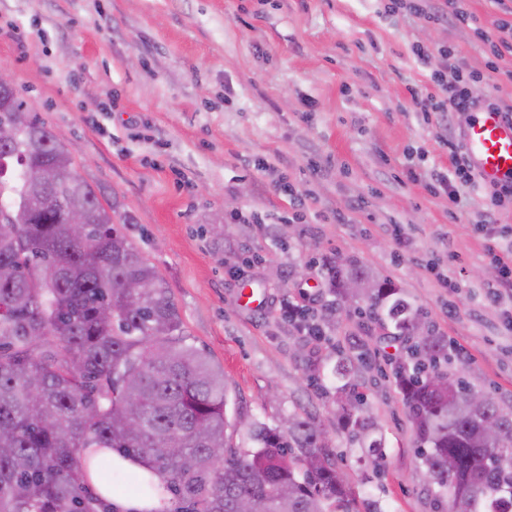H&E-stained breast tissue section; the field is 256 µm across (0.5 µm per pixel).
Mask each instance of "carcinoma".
Here are the masks:
<instances>
[{"label":"carcinoma","instance_id":"cac0c4a2","mask_svg":"<svg viewBox=\"0 0 512 512\" xmlns=\"http://www.w3.org/2000/svg\"><path fill=\"white\" fill-rule=\"evenodd\" d=\"M25 110L0 95V118ZM71 156L35 114L0 145V210L17 223L0 233V512H113L106 494L123 463L139 467L146 498L174 494L178 512H354L350 492L313 415L288 426L227 417L224 369L187 342L177 306L156 268L114 227L95 191L80 179L54 182ZM42 176L29 179L30 168ZM88 215L85 235L65 224V208ZM339 305L360 302L401 336L419 313L388 282L350 260L329 264ZM142 279V293L125 287ZM357 283L360 289L347 287ZM417 362L395 383L410 412L430 484L449 495L448 512H512V408L473 388L441 362L448 341L428 332ZM442 373L446 381L435 386ZM339 400L353 438L377 463L382 440L356 406ZM491 421L498 435L481 432ZM250 443H229L228 429ZM83 448L101 452L80 456Z\"/></svg>","mask_w":512,"mask_h":512}]
</instances>
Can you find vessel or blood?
<instances>
[{
    "mask_svg": "<svg viewBox=\"0 0 512 512\" xmlns=\"http://www.w3.org/2000/svg\"><path fill=\"white\" fill-rule=\"evenodd\" d=\"M465 155L488 186L512 179V121L489 108L477 110L464 128Z\"/></svg>",
    "mask_w": 512,
    "mask_h": 512,
    "instance_id": "vessel-or-blood-1",
    "label": "vessel or blood"
}]
</instances>
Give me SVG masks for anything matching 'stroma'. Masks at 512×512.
I'll return each instance as SVG.
<instances>
[{
	"label": "stroma",
	"mask_w": 512,
	"mask_h": 512,
	"mask_svg": "<svg viewBox=\"0 0 512 512\" xmlns=\"http://www.w3.org/2000/svg\"><path fill=\"white\" fill-rule=\"evenodd\" d=\"M387 2L0 0V70L165 279L190 342L224 370L229 416L312 414L357 512H438L391 376L417 338L336 315L326 265L350 258L389 281L466 351L469 384L512 407V332L480 260L484 199L462 191L455 209L427 187L452 173L443 140L471 115L440 125L410 95L462 67L479 74L476 98L510 104L512 80L486 71L473 34L501 18L491 0H467L469 27L397 18ZM418 44L435 46L428 61ZM284 301L321 336L299 333ZM356 349L348 379L384 443L377 470L330 373Z\"/></svg>",
	"instance_id": "35a3bbf8"
}]
</instances>
